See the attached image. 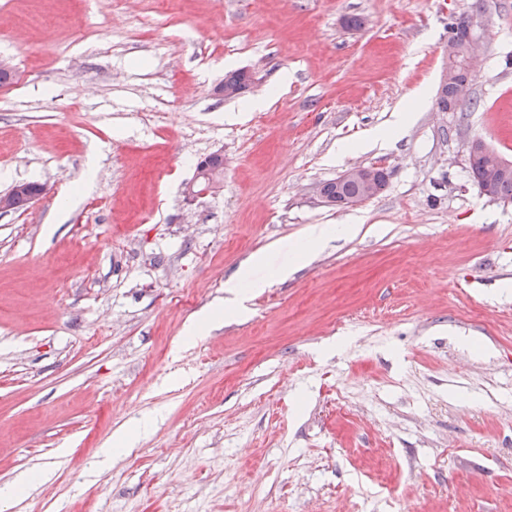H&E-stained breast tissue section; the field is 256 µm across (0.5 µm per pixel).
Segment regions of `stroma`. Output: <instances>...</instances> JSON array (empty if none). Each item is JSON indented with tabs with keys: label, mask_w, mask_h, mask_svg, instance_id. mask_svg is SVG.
<instances>
[{
	"label": "stroma",
	"mask_w": 512,
	"mask_h": 512,
	"mask_svg": "<svg viewBox=\"0 0 512 512\" xmlns=\"http://www.w3.org/2000/svg\"><path fill=\"white\" fill-rule=\"evenodd\" d=\"M477 10L0 0V193L46 186L0 212V512H512V200L468 174L476 138L512 161V0L437 107ZM214 153L219 189L187 201ZM354 166L385 189L324 204ZM312 224L360 230L277 279ZM259 250L247 312L186 340ZM448 33L451 34L450 36H452L459 43L467 42L471 38L476 37L474 34V29L470 28L461 20L458 24L451 25ZM486 51L487 46L477 37L465 47H458L454 42L448 39V44L445 46V53L448 56V68L445 74L444 83H448L452 74V70L453 76L452 82L442 85L440 89L438 96L439 108L448 110V103H454L453 111H455L459 103L464 100L456 101L457 91L459 96H464L467 88L461 87L470 86L474 80V74L469 69L468 64L471 68L476 69V61L479 57L486 53ZM459 56H464L468 64L463 57ZM457 57L459 58L454 65ZM453 65L454 67L452 69ZM442 112H452V109ZM423 93L418 96H413L409 105L405 106L400 112L394 115V120L392 122V126L385 132H373L368 137V144L373 146H386L390 141H392L398 133H401L409 124L412 118V111L415 108L418 98H421ZM45 191V185L40 183L33 185L25 181L16 182L8 191L0 194V212L17 210L20 199H26L28 205L40 197Z\"/></svg>",
	"instance_id": "stroma-1"
}]
</instances>
